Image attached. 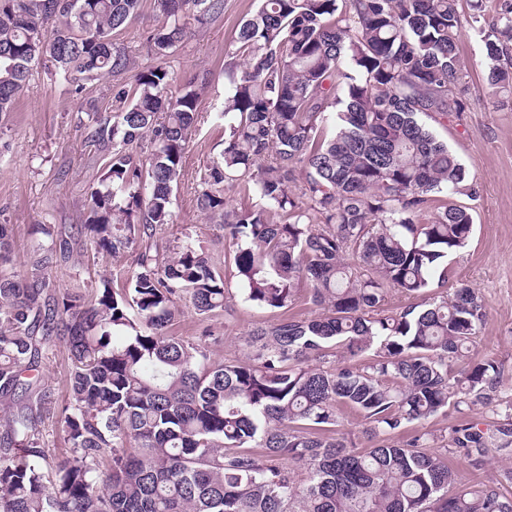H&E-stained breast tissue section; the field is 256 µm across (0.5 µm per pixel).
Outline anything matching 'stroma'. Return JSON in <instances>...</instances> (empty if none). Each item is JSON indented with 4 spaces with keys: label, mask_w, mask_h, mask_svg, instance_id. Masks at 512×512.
<instances>
[{
    "label": "stroma",
    "mask_w": 512,
    "mask_h": 512,
    "mask_svg": "<svg viewBox=\"0 0 512 512\" xmlns=\"http://www.w3.org/2000/svg\"><path fill=\"white\" fill-rule=\"evenodd\" d=\"M257 7V0H224L219 17L203 24L189 21L186 37L167 59L172 90L196 77L205 78L206 89L198 102V130L183 158L185 177L173 193V222L160 236L193 239L210 253L231 286L236 283L234 246L225 238L218 219L198 208L196 198L200 174L224 148V123L218 118L228 85L224 63L236 49L240 26ZM155 23L152 0H142L140 18L115 37L129 51L136 69L156 62L146 45ZM459 52L469 75L468 108L449 115L447 122L433 124L432 129L460 159L480 193L469 203L473 236L450 259L448 284L466 283L486 302L487 316L468 358L496 361L501 370L496 397L505 402L512 399V99L493 95L489 89L484 44L470 26L462 28ZM112 85V78L105 77L87 83L81 93H69L40 65L34 68L14 111L0 115V224L11 227L17 270L27 269L43 240L35 232L36 225L75 235L87 190L102 173L86 140V110L92 105L99 113L111 114L115 108ZM135 259L132 248L115 259L86 245L70 260L54 264L52 279L57 289L90 298L105 276H122L134 268ZM179 307L181 314L169 335L191 341L206 337L211 357L221 360L241 358L242 337L278 318L276 312L245 302L238 293L223 310L208 317L197 314L189 299H181ZM69 368L66 345L55 342L40 367L55 408L41 423L51 464L71 454L57 416L69 401Z\"/></svg>",
    "instance_id": "stroma-1"
}]
</instances>
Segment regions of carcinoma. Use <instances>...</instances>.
<instances>
[{"label": "carcinoma", "instance_id": "carcinoma-1", "mask_svg": "<svg viewBox=\"0 0 512 512\" xmlns=\"http://www.w3.org/2000/svg\"><path fill=\"white\" fill-rule=\"evenodd\" d=\"M142 0H0V114L14 108L32 66L83 90L130 71L114 42ZM147 43L158 60L113 85L112 119L88 116L86 139L105 150L77 234L116 256L139 246L119 288L105 278L86 300L56 293L49 267L80 242L41 228L46 242L24 278L0 224V512H512V469L476 484L457 480L450 451L481 468L512 455V405L491 428L468 422L448 436L409 425L491 403L499 368L464 362L486 318L473 288L443 287L448 257L468 246L469 208L451 200L417 222L435 194L475 199L464 165L426 125L467 106L458 49L459 0H260L239 29L242 59L224 95V149L198 184L200 210L235 241L245 301L287 312L298 288L322 310L251 330L245 360L215 362L205 342L174 339L177 300L201 315L230 288L190 238L162 246L202 87L177 96L165 58L224 12V0H153ZM487 81L512 96V3L484 27ZM334 122L335 131L324 133ZM252 192L236 207L226 192ZM69 350L70 401L62 408L71 455L53 475L40 424L52 402L40 368L52 339ZM358 413L380 437L357 448L327 434L337 410ZM288 466L274 465L278 459ZM107 469L99 470V460ZM306 472L299 483L295 471Z\"/></svg>", "mask_w": 512, "mask_h": 512}]
</instances>
